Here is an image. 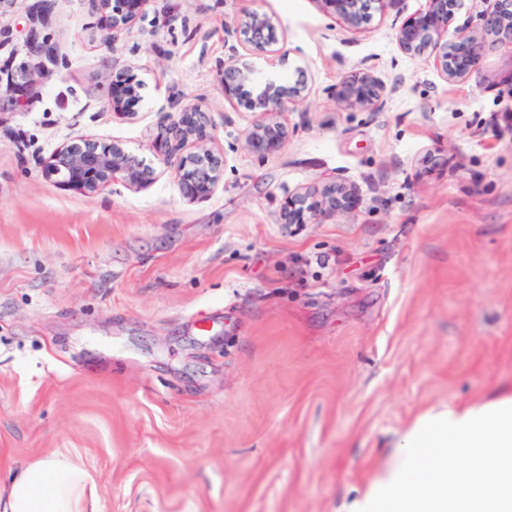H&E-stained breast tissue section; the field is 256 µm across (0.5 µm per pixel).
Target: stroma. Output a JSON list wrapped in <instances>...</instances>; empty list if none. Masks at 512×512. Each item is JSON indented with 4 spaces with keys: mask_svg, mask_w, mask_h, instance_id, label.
<instances>
[{
    "mask_svg": "<svg viewBox=\"0 0 512 512\" xmlns=\"http://www.w3.org/2000/svg\"><path fill=\"white\" fill-rule=\"evenodd\" d=\"M32 2L0 9V471L68 455L99 512H342L416 416L512 390V50L445 80L396 42L425 0L357 30L318 0H151L110 50L91 0L36 31ZM256 11L308 86L263 157L221 84L266 65L226 33ZM33 35L57 61L30 86ZM357 71L376 110L334 96ZM121 74L143 84L133 121L106 107ZM172 96L216 124L209 198L163 166L91 198L42 176L80 137L154 161ZM334 183L355 208L280 223L288 194Z\"/></svg>",
    "mask_w": 512,
    "mask_h": 512,
    "instance_id": "stroma-1",
    "label": "stroma"
}]
</instances>
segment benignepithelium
Returning a JSON list of instances; mask_svg holds the SVG:
<instances>
[{
  "label": "benign epithelium",
  "mask_w": 512,
  "mask_h": 512,
  "mask_svg": "<svg viewBox=\"0 0 512 512\" xmlns=\"http://www.w3.org/2000/svg\"><path fill=\"white\" fill-rule=\"evenodd\" d=\"M385 10L399 0H317L323 10L353 29L364 24L369 2ZM100 9L112 12L111 25L101 36V43L110 49L117 35L130 30L142 16L150 0H92ZM458 0H426L425 8L408 17L396 34L400 50L413 57H434L440 75L450 81L464 78L475 69L484 49L496 44L512 50V0H496L495 8L482 16L477 35L448 38V22ZM54 4L36 0L30 12L33 27L45 26ZM277 22L264 13H251L236 27L228 30L237 48L253 47L268 53L269 65L284 60ZM224 98L234 107L254 113L255 119L247 133L250 150L266 156L281 148L288 137V128L281 120L283 112L299 105L306 98L307 85L296 80L287 82L276 72L253 67L224 66L222 71ZM141 83L129 75L113 84L108 107L120 119L133 120L141 101ZM382 96L379 79L369 71L343 77L336 85V99L350 108L373 110ZM157 112V134L154 147L157 158L173 167L181 195L190 200L209 198L224 176V157L206 147L216 124L198 104L184 105L167 98ZM46 177L59 178V184L87 197L120 181L130 189H142L153 180L154 167L129 152L116 140L79 138L57 148L43 162ZM355 196L341 184H330L320 190H305L288 196L280 212L283 224H318L330 215L353 208Z\"/></svg>",
  "instance_id": "benign-epithelium-1"
}]
</instances>
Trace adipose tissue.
Masks as SVG:
<instances>
[{"instance_id":"adipose-tissue-1","label":"adipose tissue","mask_w":512,"mask_h":512,"mask_svg":"<svg viewBox=\"0 0 512 512\" xmlns=\"http://www.w3.org/2000/svg\"><path fill=\"white\" fill-rule=\"evenodd\" d=\"M91 477L51 454L0 483V512H99ZM344 512H512V391L418 416Z\"/></svg>"}]
</instances>
